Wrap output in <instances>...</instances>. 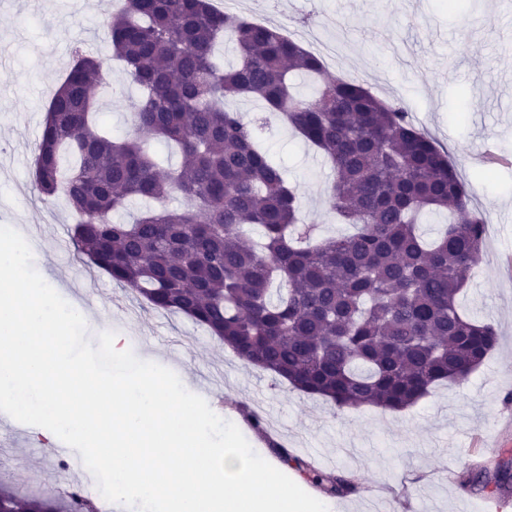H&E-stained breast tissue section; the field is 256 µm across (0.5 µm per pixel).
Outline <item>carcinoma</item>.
<instances>
[{
	"instance_id": "cac0c4a2",
	"label": "carcinoma",
	"mask_w": 512,
	"mask_h": 512,
	"mask_svg": "<svg viewBox=\"0 0 512 512\" xmlns=\"http://www.w3.org/2000/svg\"><path fill=\"white\" fill-rule=\"evenodd\" d=\"M105 39L139 93L132 134L98 127L107 83L76 42L52 97L34 161L45 196L79 216L78 253L150 305L204 326L244 362L338 410L366 404L402 411L442 382H459L497 344L495 327L466 315L460 297L482 256L484 216L440 146L408 110L353 80L295 93L290 76L322 74L321 59L272 25L217 11L212 0H125ZM233 44L224 66L217 45ZM251 97L283 115L331 163L326 205L354 232L315 236L284 171L255 130L227 106ZM175 147L176 168L150 151ZM176 193L183 208L169 210ZM148 203L130 224L112 214ZM448 224L428 242L426 211ZM260 240L248 243L251 234ZM281 462L331 495L357 491L276 446ZM0 512H58L39 492L0 491ZM65 512H96L70 489Z\"/></svg>"
}]
</instances>
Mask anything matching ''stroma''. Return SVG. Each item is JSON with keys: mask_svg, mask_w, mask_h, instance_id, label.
<instances>
[{"mask_svg": "<svg viewBox=\"0 0 512 512\" xmlns=\"http://www.w3.org/2000/svg\"><path fill=\"white\" fill-rule=\"evenodd\" d=\"M112 12L111 0H0V225L25 237L36 271L126 337L138 358L163 359L202 398L222 395L225 410L244 419L246 435L263 448L278 441L322 472L353 476L358 493L339 497L291 472L330 512H377L386 499L395 512H478L487 496L512 499V482L495 479L512 470V273L503 266L512 255V165L487 174L482 158L489 142L512 156V0H459L452 10L443 0H280L275 16L288 31L313 16L319 42L337 47L324 80L350 74L405 106L416 128L457 164L491 225L461 306L492 321L499 344L464 382L439 384L400 412L372 405L337 411L290 389L183 314L149 307L77 253L68 205L41 195L32 172L44 114L75 41L93 43L110 84L101 121L114 135L130 133L138 90L104 39ZM256 141L282 167L303 216L322 235L349 232L326 210L334 173L319 153L275 118L258 127ZM254 412L266 433L249 425ZM34 432L17 421L0 425V489L58 496L77 484L102 502L91 473L63 464Z\"/></svg>", "mask_w": 512, "mask_h": 512, "instance_id": "stroma-1", "label": "stroma"}]
</instances>
